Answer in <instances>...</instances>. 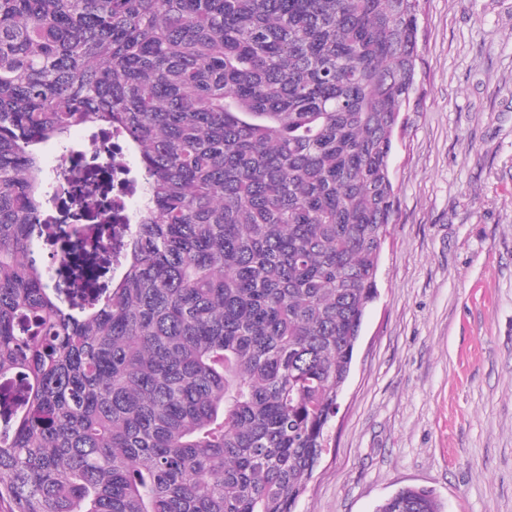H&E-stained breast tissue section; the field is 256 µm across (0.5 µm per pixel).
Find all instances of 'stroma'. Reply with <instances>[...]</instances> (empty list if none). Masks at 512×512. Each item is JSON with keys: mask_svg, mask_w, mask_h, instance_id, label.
I'll use <instances>...</instances> for the list:
<instances>
[{"mask_svg": "<svg viewBox=\"0 0 512 512\" xmlns=\"http://www.w3.org/2000/svg\"><path fill=\"white\" fill-rule=\"evenodd\" d=\"M396 216L297 512H512V0H422ZM376 512H441L439 503L431 490L406 487L385 499Z\"/></svg>", "mask_w": 512, "mask_h": 512, "instance_id": "35a3bbf8", "label": "stroma"}]
</instances>
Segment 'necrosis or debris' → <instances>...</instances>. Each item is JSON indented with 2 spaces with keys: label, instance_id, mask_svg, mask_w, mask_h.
Here are the masks:
<instances>
[{
  "label": "necrosis or debris",
  "instance_id": "obj_1",
  "mask_svg": "<svg viewBox=\"0 0 512 512\" xmlns=\"http://www.w3.org/2000/svg\"><path fill=\"white\" fill-rule=\"evenodd\" d=\"M53 169L56 188L46 221L53 228L49 242L58 249V263L69 261L67 253L59 248L60 242L80 232L70 214L79 201L90 197L106 208L108 254L84 265L83 272L98 282L120 277L124 271V247L134 232L135 217L144 197L125 136L116 130L86 133L75 148L59 155Z\"/></svg>",
  "mask_w": 512,
  "mask_h": 512
}]
</instances>
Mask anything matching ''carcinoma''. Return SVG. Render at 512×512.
Segmentation results:
<instances>
[{
    "label": "carcinoma",
    "mask_w": 512,
    "mask_h": 512,
    "mask_svg": "<svg viewBox=\"0 0 512 512\" xmlns=\"http://www.w3.org/2000/svg\"><path fill=\"white\" fill-rule=\"evenodd\" d=\"M419 2L0 0L8 512H296L377 296ZM112 127L145 192L83 305L39 256L45 152Z\"/></svg>",
    "instance_id": "obj_1"
}]
</instances>
